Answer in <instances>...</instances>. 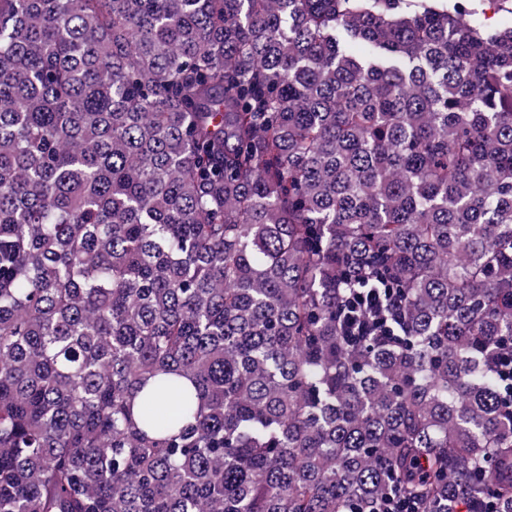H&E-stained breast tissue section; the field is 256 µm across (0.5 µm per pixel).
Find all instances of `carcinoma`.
I'll return each mask as SVG.
<instances>
[{
	"label": "carcinoma",
	"instance_id": "1",
	"mask_svg": "<svg viewBox=\"0 0 512 512\" xmlns=\"http://www.w3.org/2000/svg\"><path fill=\"white\" fill-rule=\"evenodd\" d=\"M475 2L0 0V512H512ZM357 295L344 313L348 329L353 333L363 334L370 325L376 331V336H394V331L386 325V317L392 316L386 298L376 289H369L366 295Z\"/></svg>",
	"mask_w": 512,
	"mask_h": 512
}]
</instances>
